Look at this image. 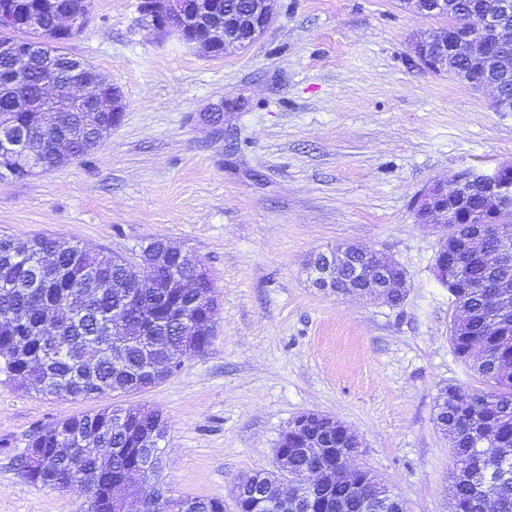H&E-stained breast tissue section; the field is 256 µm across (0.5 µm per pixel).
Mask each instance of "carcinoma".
<instances>
[{
    "label": "carcinoma",
    "instance_id": "cac0c4a2",
    "mask_svg": "<svg viewBox=\"0 0 512 512\" xmlns=\"http://www.w3.org/2000/svg\"><path fill=\"white\" fill-rule=\"evenodd\" d=\"M32 22L0 24V141L25 134L44 143L40 152L13 153L0 162L3 174L25 178L35 169H55L90 153V132L80 112H27L25 100L41 82L65 74L70 57L64 41L48 35L54 17L52 0H26ZM488 0H443L437 15L448 24L462 19ZM16 43L35 47L19 70L4 68L5 51ZM450 78L472 82L461 59L448 61ZM66 131L71 149L51 148ZM487 224L448 225V289L454 306L450 342L456 356L484 387L464 390L449 385L436 401L434 422L448 439L455 457L450 492L455 512H512V212ZM21 251L15 239L0 235V370L30 383L42 396L89 399L109 392L130 393L154 386V361L178 366L183 329L203 320L202 304L214 292L211 282L198 283L193 271L168 256L150 268L153 287L143 288L113 257L92 258L77 243L37 236ZM53 251L55 268H41V253ZM114 409L73 415L62 432L43 429L29 439V451L18 459L27 482L42 488L74 492L84 498V512H117L124 484L141 470L155 468L158 454L142 452L140 438L155 417L126 409L124 424L113 422ZM288 479L294 486L297 512H369L371 502L383 512H408L406 503L371 472L352 481L336 453L306 454L287 450ZM321 469L325 480L305 488L304 475ZM282 468L253 472L258 491L239 505L243 512H269L266 486ZM172 512H224V500L178 496Z\"/></svg>",
    "mask_w": 512,
    "mask_h": 512
}]
</instances>
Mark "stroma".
I'll return each instance as SVG.
<instances>
[{
    "mask_svg": "<svg viewBox=\"0 0 512 512\" xmlns=\"http://www.w3.org/2000/svg\"><path fill=\"white\" fill-rule=\"evenodd\" d=\"M141 0H90L68 53L105 73L120 124L87 156L0 180V235H52L135 260L164 239L202 261L217 311L208 349L166 381L98 399L42 397L0 374V512H82L16 462L37 429L108 405L159 409L158 478L223 499L272 468L285 424L316 410L363 442L370 470L410 512H450L454 464L434 424L440 389L479 382L450 344L453 307L433 273L443 229L415 195L465 169L512 163V112L493 91L421 70L414 35L447 27L401 0H277L251 46L221 57L155 31ZM223 110L212 126L207 113ZM343 242L408 277L391 307L312 284L313 253Z\"/></svg>",
    "mask_w": 512,
    "mask_h": 512,
    "instance_id": "obj_1",
    "label": "stroma"
}]
</instances>
